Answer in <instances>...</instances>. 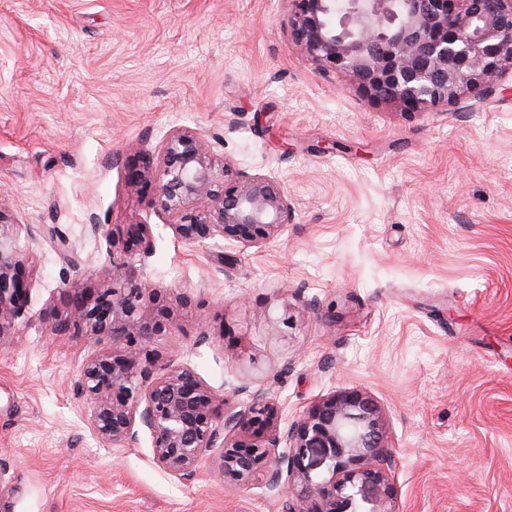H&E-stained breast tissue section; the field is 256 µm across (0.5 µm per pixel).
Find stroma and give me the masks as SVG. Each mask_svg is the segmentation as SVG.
<instances>
[{
	"mask_svg": "<svg viewBox=\"0 0 512 512\" xmlns=\"http://www.w3.org/2000/svg\"><path fill=\"white\" fill-rule=\"evenodd\" d=\"M286 0H0V191L28 305L0 339V512H280L261 481L189 480L101 442L77 391L125 342L60 336L73 288L112 285L93 225H150L166 294L142 381L187 366L290 423L358 391L381 409L400 512H512V78L433 112L367 98L288 43ZM174 128L277 178L291 224L223 261L179 242L134 183ZM80 260L71 268L48 237ZM235 268L225 278L224 267Z\"/></svg>",
	"mask_w": 512,
	"mask_h": 512,
	"instance_id": "stroma-1",
	"label": "stroma"
}]
</instances>
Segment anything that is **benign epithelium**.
<instances>
[{
  "mask_svg": "<svg viewBox=\"0 0 512 512\" xmlns=\"http://www.w3.org/2000/svg\"><path fill=\"white\" fill-rule=\"evenodd\" d=\"M288 39L322 73L339 72L375 97L410 112L456 105L473 91L495 95L512 75V0H347L340 22L336 0H289ZM136 180L154 185L150 206L173 218L181 242L209 248L219 241L261 248L293 218L282 183L250 174L215 154L194 129L166 136L157 160ZM24 225L0 198V338L25 312V288L12 280L22 263L15 241ZM92 228L115 237L104 224ZM112 247L146 259L154 253L148 224H129ZM95 306L72 299L70 315L50 323L56 334L87 331L103 340L143 341L159 333L166 314L161 291L141 281L134 266L112 260V287ZM141 351L85 360L78 391L89 403L88 421L103 441L139 445L150 438L152 461L185 479L220 449L224 478L261 479L282 512H398V471L381 409L347 390L316 399L281 426L277 405L256 393L243 409L219 417L224 404L188 367H175L133 399Z\"/></svg>",
  "mask_w": 512,
  "mask_h": 512,
  "instance_id": "7a95c632",
  "label": "benign epithelium"
}]
</instances>
